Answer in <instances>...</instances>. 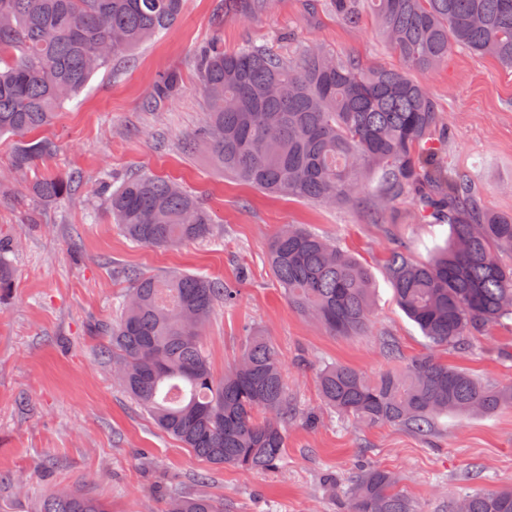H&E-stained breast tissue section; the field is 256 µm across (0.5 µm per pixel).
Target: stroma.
Listing matches in <instances>:
<instances>
[{
  "mask_svg": "<svg viewBox=\"0 0 512 512\" xmlns=\"http://www.w3.org/2000/svg\"><path fill=\"white\" fill-rule=\"evenodd\" d=\"M211 42L284 55L314 45L366 65L400 63L368 18L350 25L323 7L308 12L305 0H274L246 19L225 16L222 0H186L173 27L97 72L44 129L58 151L39 169L77 173L69 198L34 206L27 175L13 165L15 140L0 137V236L14 243L8 258L16 271L12 293L0 300V512H37L45 495L74 490L109 512H167L171 497L198 495L224 512H343L349 477L371 466L389 471L422 512H449L465 494L512 487L510 408L448 416L423 438L393 425L361 426L325 406L318 373L332 363L372 377L432 355L486 384L512 385V329L495 326L444 349L400 310L387 255L405 247L423 259L448 236L447 225L420 223L412 202L383 214L368 191L342 206L274 196L219 169L204 144L184 151V137L206 118L196 60ZM169 69L182 74L181 94L147 109L153 82ZM417 78L443 119V164L471 172L486 209L512 213V70L458 48ZM134 171L196 194L214 215L210 237L160 249L131 243L98 189L104 175ZM285 224L316 232L369 269L376 296L364 333L329 335L288 303L266 258ZM133 270L187 271L238 288L235 304L216 306L201 342L219 380L245 327L278 347L294 408L278 469L212 468L161 433L120 386L100 328L114 319ZM389 341L400 360L386 355ZM328 473L335 488L323 483Z\"/></svg>",
  "mask_w": 512,
  "mask_h": 512,
  "instance_id": "stroma-1",
  "label": "stroma"
}]
</instances>
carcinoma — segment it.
<instances>
[{"instance_id": "obj_1", "label": "carcinoma", "mask_w": 512, "mask_h": 512, "mask_svg": "<svg viewBox=\"0 0 512 512\" xmlns=\"http://www.w3.org/2000/svg\"><path fill=\"white\" fill-rule=\"evenodd\" d=\"M274 0H224V12L245 17ZM185 0H0V135L18 140L19 171L53 156L50 139L27 135L51 123L91 77L114 57L158 35L180 18ZM338 19L357 24L370 12L402 62L365 66L308 47L295 61L246 46L202 47L197 77L205 125L186 145L206 144L214 163L254 187L284 197L344 205L377 180L384 206L414 200L426 224L448 225L444 244L426 261L407 248L390 252L386 276L405 315L435 347L462 345L512 320V215L484 209L470 178L439 161L440 115L416 71L432 70L456 48L489 56L512 70V0H326ZM180 72L160 74L147 106L182 91ZM77 176L37 173L30 198H67ZM100 195L113 223L137 245L165 248L206 239L212 215L180 185L131 174L104 177ZM0 239V299L15 271ZM268 265L288 302L333 336H356L369 322L375 288L353 256L304 227H289L267 247ZM119 314L102 327L124 389L165 434L215 468H276L293 416L285 368L274 343L245 329L240 356L214 378L201 335L215 305H233L238 289L190 273L128 274ZM323 401L359 424L433 433L451 414L493 415L512 408V385L489 387L471 374L424 355L370 379L341 364L318 376ZM346 512H421L379 468L352 483ZM40 512H107L76 492L52 494ZM173 512H221L204 496L175 500ZM451 512H512V488L465 495Z\"/></svg>"}]
</instances>
